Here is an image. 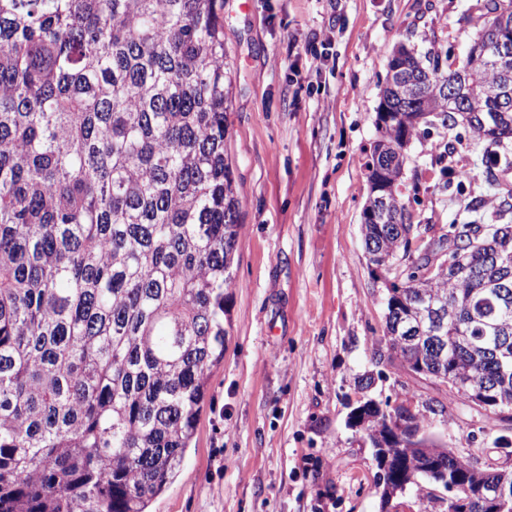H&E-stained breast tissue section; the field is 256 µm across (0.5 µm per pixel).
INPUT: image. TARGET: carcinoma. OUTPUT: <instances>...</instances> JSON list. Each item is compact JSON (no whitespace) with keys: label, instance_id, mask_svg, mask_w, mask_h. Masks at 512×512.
I'll use <instances>...</instances> for the list:
<instances>
[{"label":"carcinoma","instance_id":"1","mask_svg":"<svg viewBox=\"0 0 512 512\" xmlns=\"http://www.w3.org/2000/svg\"><path fill=\"white\" fill-rule=\"evenodd\" d=\"M465 59L399 46L377 108L364 241L392 259L414 232L396 186L411 137L441 112L487 147L512 138V106L487 49L512 0H486ZM457 83L467 104L448 101ZM231 71L224 0H0V512H151L181 471L212 369L224 362V288L239 199L224 156ZM466 273L429 275L442 246L411 260L387 307L376 361L429 373L482 410L512 412V224H451ZM491 242L501 255L490 263ZM413 437L390 457H425L480 494L512 473Z\"/></svg>","mask_w":512,"mask_h":512}]
</instances>
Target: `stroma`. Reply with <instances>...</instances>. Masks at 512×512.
<instances>
[{"mask_svg": "<svg viewBox=\"0 0 512 512\" xmlns=\"http://www.w3.org/2000/svg\"><path fill=\"white\" fill-rule=\"evenodd\" d=\"M477 0H224L233 82L224 153L241 224L215 368L182 470L151 512H381L373 450L348 426L371 371L388 285L369 266V195L380 86L398 44L464 58ZM439 115L407 146L399 192L420 234L492 224L512 169ZM379 400L423 412L425 431L496 458L502 425L448 388L383 365Z\"/></svg>", "mask_w": 512, "mask_h": 512, "instance_id": "stroma-1", "label": "stroma"}]
</instances>
